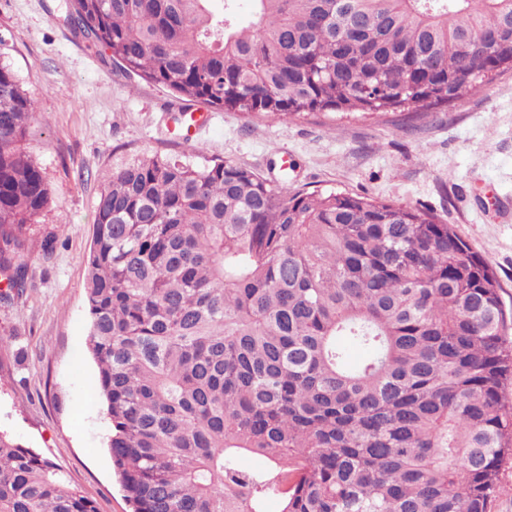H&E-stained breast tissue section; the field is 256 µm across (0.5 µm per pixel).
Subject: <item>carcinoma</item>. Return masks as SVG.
<instances>
[{
	"mask_svg": "<svg viewBox=\"0 0 512 512\" xmlns=\"http://www.w3.org/2000/svg\"><path fill=\"white\" fill-rule=\"evenodd\" d=\"M253 2L249 25L237 0H68L67 19L181 100L267 117L421 112L512 70V0ZM35 116L0 62V274L18 292L48 202ZM95 213L88 349L132 512H492L512 315L451 225L159 154L112 168ZM0 512L97 508L0 432Z\"/></svg>",
	"mask_w": 512,
	"mask_h": 512,
	"instance_id": "cac0c4a2",
	"label": "carcinoma"
}]
</instances>
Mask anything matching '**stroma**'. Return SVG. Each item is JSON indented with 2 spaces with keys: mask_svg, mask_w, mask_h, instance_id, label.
Wrapping results in <instances>:
<instances>
[{
  "mask_svg": "<svg viewBox=\"0 0 512 512\" xmlns=\"http://www.w3.org/2000/svg\"><path fill=\"white\" fill-rule=\"evenodd\" d=\"M65 0H0V62L34 100L28 150L49 189L26 229L27 288L0 297V431L60 466L98 512H130L108 451L110 424L87 349L85 281L104 176L142 154L220 157L289 188L429 209L493 269L512 309V72L406 120L266 117L179 103L76 36ZM201 115L196 145L182 111ZM54 237L45 255L36 242Z\"/></svg>",
  "mask_w": 512,
  "mask_h": 512,
  "instance_id": "35a3bbf8",
  "label": "stroma"
}]
</instances>
